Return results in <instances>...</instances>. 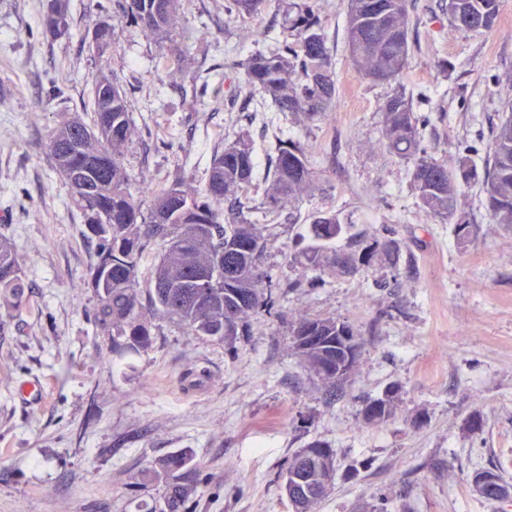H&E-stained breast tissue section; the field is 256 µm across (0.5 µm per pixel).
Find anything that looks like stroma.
<instances>
[{"label":"stroma","mask_w":512,"mask_h":512,"mask_svg":"<svg viewBox=\"0 0 512 512\" xmlns=\"http://www.w3.org/2000/svg\"><path fill=\"white\" fill-rule=\"evenodd\" d=\"M446 0H408L415 23L401 82L422 119L424 145L447 166L483 165L502 112L512 109V0L493 31L452 36ZM226 0H191L172 38L130 23L115 0H70L67 36L41 27L46 0H0V235L13 240L30 305L0 322V512H153L161 484H140L151 460L192 449L200 483L191 512H289L283 477L311 442L336 450V479L314 512H500L471 477L496 469L512 483V228L489 221L480 186L462 206L477 230L460 245L451 225L419 210L406 162L379 150V108L392 88L363 79L346 45L347 0H318L337 83L336 110L309 124L267 105L243 110L240 76L224 53L267 52L285 0L259 17L229 19ZM114 36L93 42L101 23ZM184 50L181 68L161 60ZM455 69L442 75L440 61ZM124 89L136 134L121 161L132 190L176 180L203 185L224 141L247 132L261 200L268 143L301 139L319 187L299 205L300 225L332 210L356 229L394 239L398 256L377 273L324 277L289 263L287 214L269 215L263 267L271 310L247 318L229 342L192 335L163 315L154 343L112 358L90 319L87 270L95 242L71 188L42 144L61 115L90 118L98 74ZM208 76L201 103L181 87ZM389 287H376V279ZM353 325L358 362L332 393L292 347L296 319ZM42 381L41 399L20 388ZM394 394V414L369 424V398ZM481 413L482 431L468 427Z\"/></svg>","instance_id":"stroma-1"}]
</instances>
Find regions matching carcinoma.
<instances>
[{
  "label": "carcinoma",
  "mask_w": 512,
  "mask_h": 512,
  "mask_svg": "<svg viewBox=\"0 0 512 512\" xmlns=\"http://www.w3.org/2000/svg\"><path fill=\"white\" fill-rule=\"evenodd\" d=\"M189 0H121V8L140 29L168 37ZM265 0H229V13L256 16ZM499 0H448V27L455 34L490 31L497 23ZM283 37L276 50L232 59L224 67L239 73L244 100L255 95L271 101L280 112L307 122L326 120L335 111L336 81L321 18L310 0H290L284 12ZM411 18L407 0H347L346 37L359 74L372 82L398 83L411 50ZM91 121L79 117L62 121L45 142L55 168L73 190L84 223L96 239L94 259L87 271L96 296L92 318L102 346L115 358L148 351L154 342L152 319L160 311L196 336L224 339L241 333L246 318L273 307L272 291L262 288L272 278L262 267L267 248L266 226L257 214L288 210L318 185L308 147L298 138H274L269 145L267 188L262 202L241 201L252 186L256 168L253 143L242 134L213 155L208 178L199 189L174 181L150 193V213L130 190L122 166L125 146L135 135L126 93L106 75L91 88ZM380 145L405 161L419 209L453 226L456 238L469 242L476 224L461 209L464 189L480 185L494 224L512 226V113L502 116L493 131L491 156L478 170L471 157H458L450 171L422 146L421 120L406 95L395 91L380 107ZM332 211L312 216L310 243L290 253L291 260L318 275H354L379 266L398 251L394 240L384 242L352 231ZM154 250L158 260L152 288L142 296L138 282L140 259ZM202 273L216 275L200 291L193 280ZM30 303L23 270L12 242L0 236V310L12 315ZM357 335L354 327L333 317H302L290 335L314 336L307 348L293 343L304 364L336 389V337ZM335 460L334 449L314 441L288 466V494L303 497L325 484L326 468L318 460ZM144 484L163 482L162 512H187V503L200 482L193 451L180 448L147 464L139 474Z\"/></svg>",
  "instance_id": "cac0c4a2"
}]
</instances>
